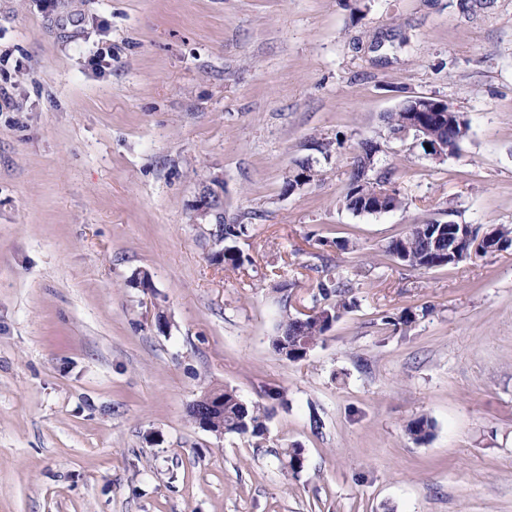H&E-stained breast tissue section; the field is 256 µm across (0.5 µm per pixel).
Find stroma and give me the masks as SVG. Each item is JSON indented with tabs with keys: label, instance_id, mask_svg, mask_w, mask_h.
<instances>
[{
	"label": "stroma",
	"instance_id": "obj_1",
	"mask_svg": "<svg viewBox=\"0 0 512 512\" xmlns=\"http://www.w3.org/2000/svg\"><path fill=\"white\" fill-rule=\"evenodd\" d=\"M414 95L454 155L389 132ZM367 140L399 209L346 205ZM431 219L512 228V0H0V512H512V249L386 256ZM330 272L356 307L282 359ZM224 387L264 437L190 419ZM409 99H413L416 104L412 112H409L412 108V101L407 100L398 109L387 115L386 120L390 131L394 133L404 123V126L397 134L405 135L413 132L416 138L420 140V143H423L424 147H422L425 148L426 154L436 160L444 159L448 157L450 152L452 154L457 151L461 142L468 137L469 123L466 120L462 125L446 122L432 127L434 124L441 123L446 119L458 118L459 113L448 105L447 102L433 97L415 95ZM407 113H410L408 119H406ZM430 128L432 136L440 141L429 138ZM426 145L431 146V151H427ZM220 228V225L216 224V230L213 231V236L218 245H221V242L224 241V249L215 252L212 255V259L216 258L218 261L221 260V263L231 266L232 268H240L244 266L245 263H250V257L248 255H244L243 252L235 245L237 238L246 235L248 231L247 224H224L223 241L219 240L223 238ZM298 318L301 317L287 315L281 322L278 333L271 338V345L276 354L280 355V350H284L283 355L285 356L288 348L283 344L284 342H287L288 346H294L297 340H305V342L316 346L324 337L325 331L329 329L328 327L318 325L314 319L298 323L295 321ZM287 355L288 357L284 359L290 362H298L304 359L303 355L295 354L292 350L288 351Z\"/></svg>",
	"mask_w": 512,
	"mask_h": 512
}]
</instances>
